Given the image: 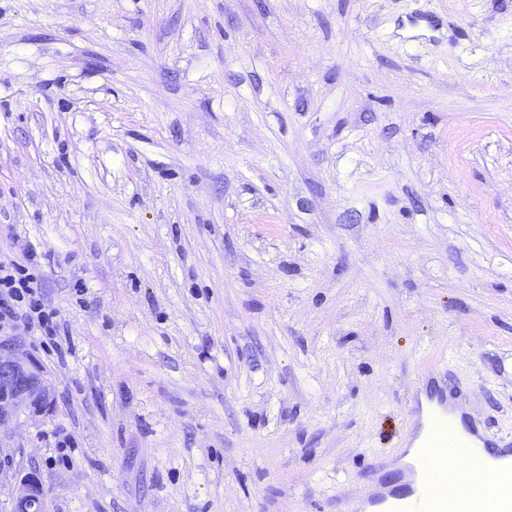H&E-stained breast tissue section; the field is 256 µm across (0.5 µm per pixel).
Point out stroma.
Segmentation results:
<instances>
[{
  "label": "stroma",
  "instance_id": "1",
  "mask_svg": "<svg viewBox=\"0 0 512 512\" xmlns=\"http://www.w3.org/2000/svg\"><path fill=\"white\" fill-rule=\"evenodd\" d=\"M44 512H341L418 379L512 440V0H0V255ZM36 254L29 252L27 265L34 263ZM27 265L13 259H0V332L15 329L23 320L33 332L52 336L55 332L53 313L44 309L39 288Z\"/></svg>",
  "mask_w": 512,
  "mask_h": 512
}]
</instances>
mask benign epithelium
<instances>
[{
  "mask_svg": "<svg viewBox=\"0 0 512 512\" xmlns=\"http://www.w3.org/2000/svg\"><path fill=\"white\" fill-rule=\"evenodd\" d=\"M50 404L51 384L36 360L20 341L0 340V428L25 408L42 411ZM12 502V512H41L43 491L36 473L17 477Z\"/></svg>",
  "mask_w": 512,
  "mask_h": 512,
  "instance_id": "1",
  "label": "benign epithelium"
}]
</instances>
